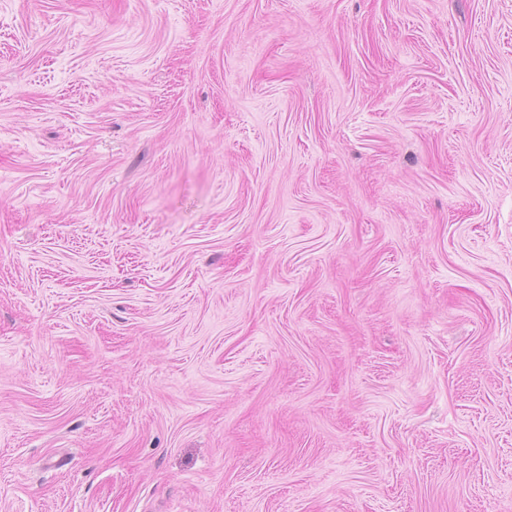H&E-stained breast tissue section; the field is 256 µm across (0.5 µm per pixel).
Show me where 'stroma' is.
Returning <instances> with one entry per match:
<instances>
[{
  "mask_svg": "<svg viewBox=\"0 0 512 512\" xmlns=\"http://www.w3.org/2000/svg\"><path fill=\"white\" fill-rule=\"evenodd\" d=\"M0 512H512V0H0Z\"/></svg>",
  "mask_w": 512,
  "mask_h": 512,
  "instance_id": "stroma-1",
  "label": "stroma"
}]
</instances>
